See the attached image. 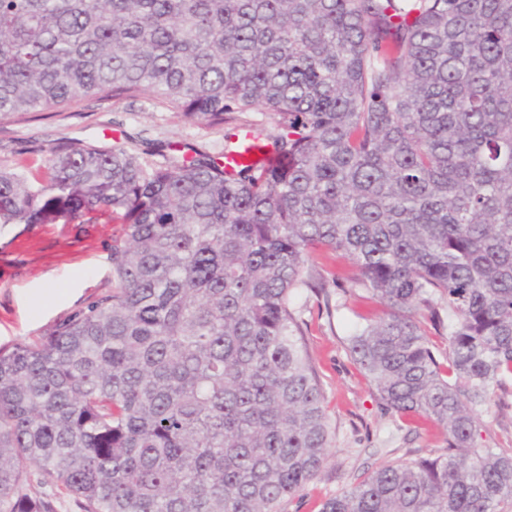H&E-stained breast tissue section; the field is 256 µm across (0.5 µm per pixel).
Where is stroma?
Instances as JSON below:
<instances>
[{"instance_id":"35a3bbf8","label":"stroma","mask_w":512,"mask_h":512,"mask_svg":"<svg viewBox=\"0 0 512 512\" xmlns=\"http://www.w3.org/2000/svg\"><path fill=\"white\" fill-rule=\"evenodd\" d=\"M114 142L145 150L162 143L209 152L224 147V130L191 125L156 101H84L64 112H33L0 123V166L38 177L60 142ZM115 224H17L0 231V349L45 336L72 312L86 308L112 286ZM308 350L325 391L333 443L318 478L290 499L282 512H320L328 498L346 491L383 463H400L443 452L437 427L417 434L387 413L374 386L347 354L354 328L373 310L371 302L327 285L317 296L294 298ZM487 445L512 444V382L495 388L481 416Z\"/></svg>"}]
</instances>
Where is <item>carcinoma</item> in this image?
I'll use <instances>...</instances> for the list:
<instances>
[{"label": "carcinoma", "mask_w": 512, "mask_h": 512, "mask_svg": "<svg viewBox=\"0 0 512 512\" xmlns=\"http://www.w3.org/2000/svg\"><path fill=\"white\" fill-rule=\"evenodd\" d=\"M145 96L273 162L77 140L0 168V229L121 225L112 288L0 351V512H55L34 471L82 512H281L332 442L291 306L320 250L386 308L350 357L448 444L321 512H512L479 425L512 379V0H0V122Z\"/></svg>", "instance_id": "carcinoma-1"}]
</instances>
